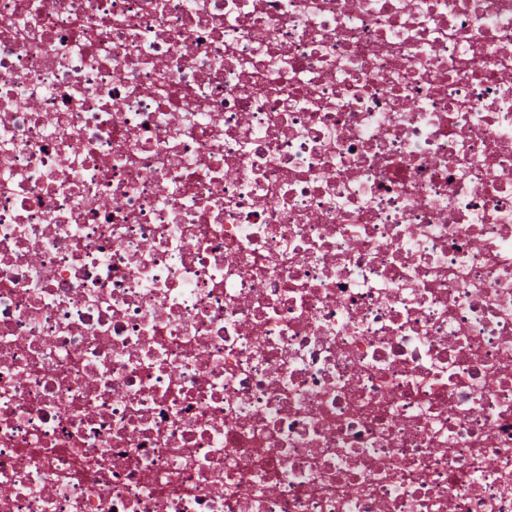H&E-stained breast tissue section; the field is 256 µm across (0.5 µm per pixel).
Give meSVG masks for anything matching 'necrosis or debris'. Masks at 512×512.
<instances>
[{
    "label": "necrosis or debris",
    "mask_w": 512,
    "mask_h": 512,
    "mask_svg": "<svg viewBox=\"0 0 512 512\" xmlns=\"http://www.w3.org/2000/svg\"><path fill=\"white\" fill-rule=\"evenodd\" d=\"M0 512H512V0H0Z\"/></svg>",
    "instance_id": "1"
}]
</instances>
